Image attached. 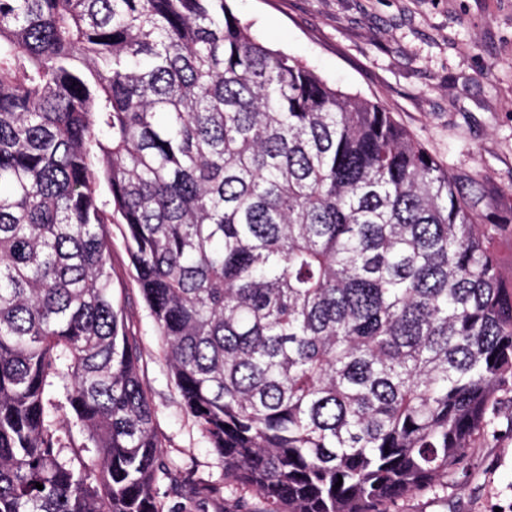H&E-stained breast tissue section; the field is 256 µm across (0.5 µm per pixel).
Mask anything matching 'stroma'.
Wrapping results in <instances>:
<instances>
[{
  "label": "stroma",
  "instance_id": "obj_1",
  "mask_svg": "<svg viewBox=\"0 0 512 512\" xmlns=\"http://www.w3.org/2000/svg\"><path fill=\"white\" fill-rule=\"evenodd\" d=\"M273 48L339 90L380 102L426 149L512 215V0H230ZM111 258L139 375L156 408L170 467L222 485L192 512H237L224 468L182 405L163 340L134 280L119 229ZM466 477L404 497L391 512H512V405L503 404L465 454Z\"/></svg>",
  "mask_w": 512,
  "mask_h": 512
}]
</instances>
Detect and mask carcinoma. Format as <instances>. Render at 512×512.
<instances>
[{
	"mask_svg": "<svg viewBox=\"0 0 512 512\" xmlns=\"http://www.w3.org/2000/svg\"><path fill=\"white\" fill-rule=\"evenodd\" d=\"M110 224L260 512H387L512 385V222L385 108L228 0H0V512H164L178 482Z\"/></svg>",
	"mask_w": 512,
	"mask_h": 512,
	"instance_id": "carcinoma-1",
	"label": "carcinoma"
}]
</instances>
